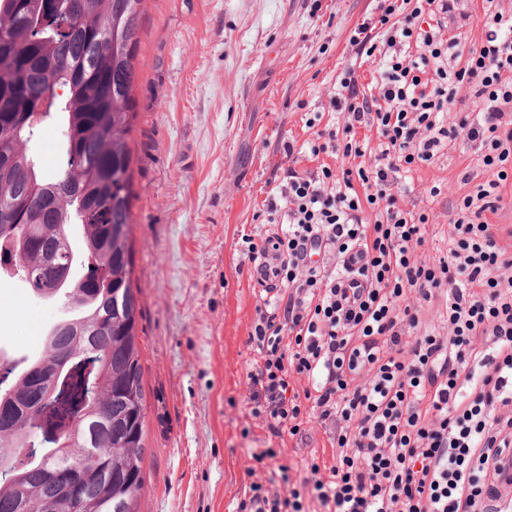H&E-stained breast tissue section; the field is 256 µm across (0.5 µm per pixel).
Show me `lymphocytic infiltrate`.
Here are the masks:
<instances>
[{
    "label": "lymphocytic infiltrate",
    "instance_id": "obj_1",
    "mask_svg": "<svg viewBox=\"0 0 512 512\" xmlns=\"http://www.w3.org/2000/svg\"><path fill=\"white\" fill-rule=\"evenodd\" d=\"M449 8L378 0L351 38L379 59L374 89L344 70L330 99L343 128L284 145L288 179L265 211L278 230L244 239L249 262L275 259L247 338L260 356L250 412L277 437L327 425L336 460L298 471L276 449L255 453L277 461L280 485L247 482L236 512H512V228L487 219L512 186V18L488 13L485 41L468 48L439 37ZM462 86L473 111L454 108ZM362 128L380 138L366 165ZM449 140L492 177L453 205L440 256L418 262L428 217L398 207L399 181ZM325 152L342 166L301 169ZM331 250L334 272L317 260ZM351 275L364 287L341 288Z\"/></svg>",
    "mask_w": 512,
    "mask_h": 512
}]
</instances>
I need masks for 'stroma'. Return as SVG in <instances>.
<instances>
[{"mask_svg":"<svg viewBox=\"0 0 512 512\" xmlns=\"http://www.w3.org/2000/svg\"><path fill=\"white\" fill-rule=\"evenodd\" d=\"M375 0H144L132 91V240L143 318L138 326L146 390L145 485L138 512H235L248 475L310 453L331 461L329 431L275 437L249 414L247 373L259 354L246 340L263 292L241 253L261 240L272 187L286 179L285 142L315 140L342 123L329 107L336 80L356 63L353 30ZM445 36L485 38L481 0H458ZM490 173L461 141L412 173L404 205L429 217L422 258L448 232L447 202ZM440 186L432 199L429 190ZM30 294L0 282V343L34 351L33 321L16 310Z\"/></svg>","mask_w":512,"mask_h":512,"instance_id":"35a3bbf8","label":"stroma"}]
</instances>
